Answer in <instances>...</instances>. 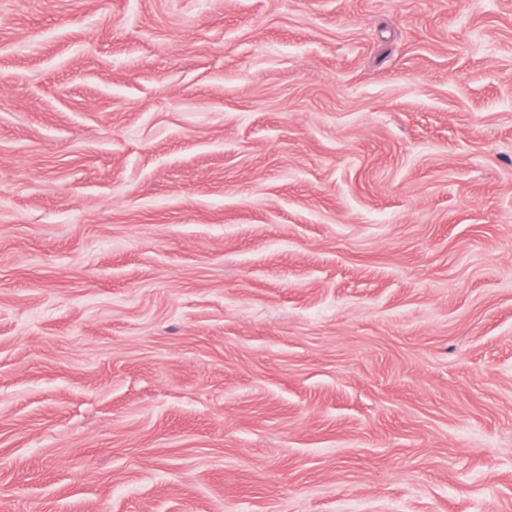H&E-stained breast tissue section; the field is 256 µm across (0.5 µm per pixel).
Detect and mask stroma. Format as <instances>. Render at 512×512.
Wrapping results in <instances>:
<instances>
[{
  "label": "stroma",
  "instance_id": "35a3bbf8",
  "mask_svg": "<svg viewBox=\"0 0 512 512\" xmlns=\"http://www.w3.org/2000/svg\"><path fill=\"white\" fill-rule=\"evenodd\" d=\"M0 512H512V0H0Z\"/></svg>",
  "mask_w": 512,
  "mask_h": 512
}]
</instances>
